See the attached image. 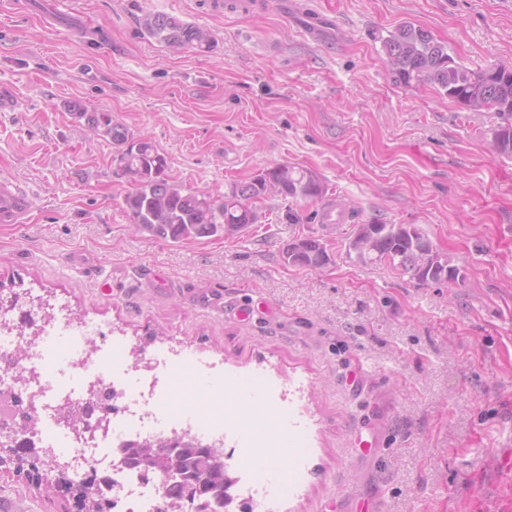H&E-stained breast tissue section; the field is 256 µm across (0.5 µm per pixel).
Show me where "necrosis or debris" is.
I'll use <instances>...</instances> for the list:
<instances>
[{
    "label": "necrosis or debris",
    "instance_id": "4bbe7bcc",
    "mask_svg": "<svg viewBox=\"0 0 512 512\" xmlns=\"http://www.w3.org/2000/svg\"><path fill=\"white\" fill-rule=\"evenodd\" d=\"M101 332L97 323L57 316L43 325L42 339L37 340L30 357L18 365L14 362L21 342L17 325L8 312L0 311V434L19 429L24 412L34 411L37 422L27 436L41 456L66 460L78 475L91 468L110 472L114 480L113 512H154L163 486L129 469H116L122 444L163 441L186 433L220 447L230 432L218 422L201 426L191 415L170 417L160 406L166 391L163 368L196 358L194 350L160 351L151 368L139 374L130 366L121 340H113L111 350L88 351L89 340ZM51 334L69 341L67 357L52 381L44 373L49 358L44 338ZM196 360L199 371L215 367L207 359ZM68 399L80 402L89 423L109 416V430L76 439L60 418L59 408Z\"/></svg>",
    "mask_w": 512,
    "mask_h": 512
}]
</instances>
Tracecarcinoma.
Returning <instances> with one entry per match:
<instances>
[{
  "label": "carcinoma",
  "instance_id": "carcinoma-1",
  "mask_svg": "<svg viewBox=\"0 0 512 512\" xmlns=\"http://www.w3.org/2000/svg\"><path fill=\"white\" fill-rule=\"evenodd\" d=\"M141 27L173 53L190 47L209 51L215 44L209 30L165 13L144 15ZM384 48L396 81L433 85L464 109L494 111L492 146L498 154L512 156V66L471 71L455 62L447 44L412 24L399 26L385 40ZM69 111L118 146V165L135 182L134 190L124 198L133 226L157 239L173 243L214 236L232 239L259 223L253 206L257 199L277 194L316 200L326 193L312 172L280 164L214 199L171 182L166 157L150 140L133 137L110 113H89L78 102L70 103ZM347 254L364 265L385 264L420 285L455 283L461 276L460 268L412 224H358L349 238ZM284 260L292 266L321 269L331 258L320 240L308 236L288 243ZM123 455L138 470L166 465L164 474L170 478L166 501L182 504L189 500L197 512H217L224 505L226 485L234 480L224 452L192 438L129 441Z\"/></svg>",
  "mask_w": 512,
  "mask_h": 512
}]
</instances>
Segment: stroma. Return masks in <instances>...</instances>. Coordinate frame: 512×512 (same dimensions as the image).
<instances>
[{"label": "stroma", "instance_id": "1", "mask_svg": "<svg viewBox=\"0 0 512 512\" xmlns=\"http://www.w3.org/2000/svg\"><path fill=\"white\" fill-rule=\"evenodd\" d=\"M203 2L0 0V176L28 216L0 223V293L66 304L147 360L179 346L214 359L209 391L173 366L162 405L236 430L242 471L263 454L251 430L298 429L306 450L288 458L280 512H355L356 495L382 512H512L495 463L512 448V157L490 146L492 113L396 82L384 50L411 23L469 69L512 62V0H272L248 14ZM149 12L210 30L214 48L171 53L142 30ZM71 101L150 139L184 187L219 198L288 164L325 197L266 196L233 239L136 232L134 182ZM327 199L350 202V223H323ZM371 222L415 225L463 281L419 285L349 259ZM304 236L326 245V267L284 262ZM2 495L21 512L73 506L8 472Z\"/></svg>", "mask_w": 512, "mask_h": 512}]
</instances>
